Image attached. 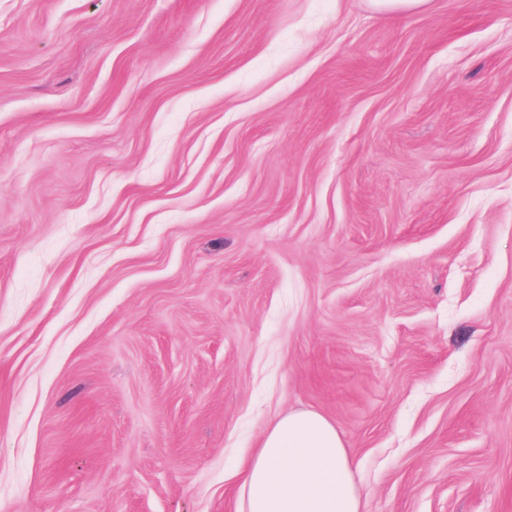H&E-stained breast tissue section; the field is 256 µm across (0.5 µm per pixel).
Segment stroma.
<instances>
[{"mask_svg": "<svg viewBox=\"0 0 512 512\" xmlns=\"http://www.w3.org/2000/svg\"><path fill=\"white\" fill-rule=\"evenodd\" d=\"M295 409L512 512V0H0V512H234Z\"/></svg>", "mask_w": 512, "mask_h": 512, "instance_id": "stroma-1", "label": "stroma"}]
</instances>
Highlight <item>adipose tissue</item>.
<instances>
[{"label":"adipose tissue","instance_id":"ef3b65f1","mask_svg":"<svg viewBox=\"0 0 512 512\" xmlns=\"http://www.w3.org/2000/svg\"><path fill=\"white\" fill-rule=\"evenodd\" d=\"M238 476V512H362L345 444L313 410L272 423Z\"/></svg>","mask_w":512,"mask_h":512}]
</instances>
